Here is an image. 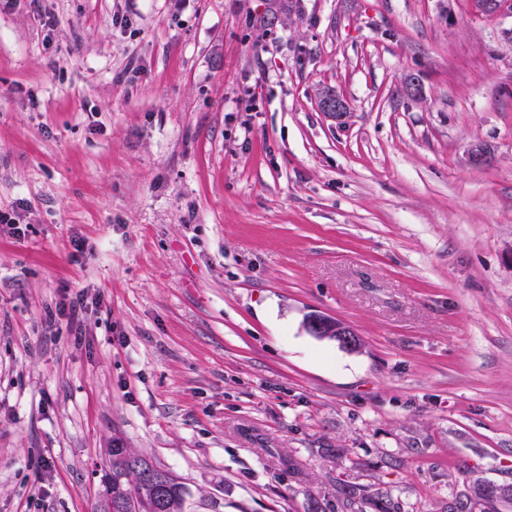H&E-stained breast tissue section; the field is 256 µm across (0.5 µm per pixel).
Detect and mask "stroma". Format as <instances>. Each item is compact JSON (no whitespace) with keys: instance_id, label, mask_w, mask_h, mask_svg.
<instances>
[{"instance_id":"35a3bbf8","label":"stroma","mask_w":512,"mask_h":512,"mask_svg":"<svg viewBox=\"0 0 512 512\" xmlns=\"http://www.w3.org/2000/svg\"><path fill=\"white\" fill-rule=\"evenodd\" d=\"M0 211V512H94L116 438L188 512L512 482V11L13 0ZM158 469L166 473L165 478L169 487V512H187L188 510L184 511V509H187V505L185 506L187 494L186 487L170 472L161 468Z\"/></svg>"}]
</instances>
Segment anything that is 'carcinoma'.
I'll list each match as a JSON object with an SVG mask.
<instances>
[{"instance_id": "1", "label": "carcinoma", "mask_w": 512, "mask_h": 512, "mask_svg": "<svg viewBox=\"0 0 512 512\" xmlns=\"http://www.w3.org/2000/svg\"><path fill=\"white\" fill-rule=\"evenodd\" d=\"M140 459L133 449L118 442L113 444L109 449V472L104 480L100 504L119 497L128 503L129 512H153L151 490L142 482L135 465ZM165 478L169 487V512H184L186 487L169 472ZM459 495L474 502L475 508L470 512H502V508L512 505V496L500 494V484L485 479L473 480ZM364 504L371 505L375 512H390L386 495L371 494L363 485L336 480V512H363Z\"/></svg>"}]
</instances>
